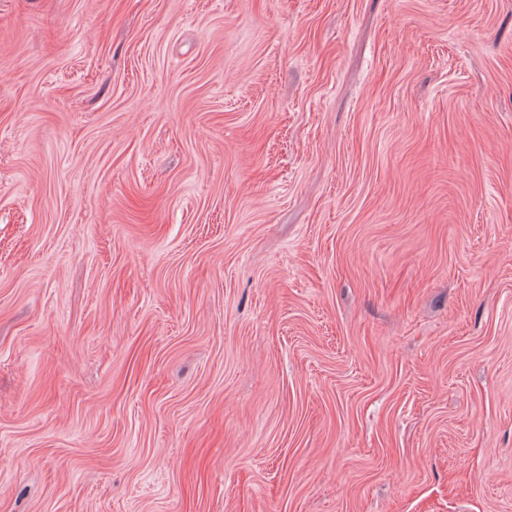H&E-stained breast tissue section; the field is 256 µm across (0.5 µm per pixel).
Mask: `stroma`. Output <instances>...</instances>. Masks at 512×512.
<instances>
[{
  "label": "stroma",
  "mask_w": 512,
  "mask_h": 512,
  "mask_svg": "<svg viewBox=\"0 0 512 512\" xmlns=\"http://www.w3.org/2000/svg\"><path fill=\"white\" fill-rule=\"evenodd\" d=\"M0 512H512V0H0Z\"/></svg>",
  "instance_id": "35a3bbf8"
}]
</instances>
